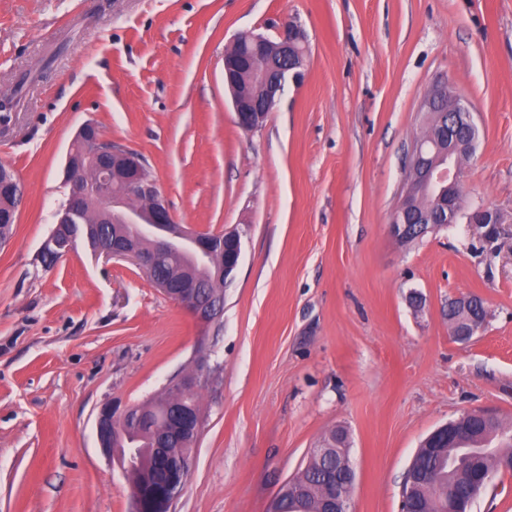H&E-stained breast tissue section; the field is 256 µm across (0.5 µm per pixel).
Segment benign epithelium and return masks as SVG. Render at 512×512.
I'll list each match as a JSON object with an SVG mask.
<instances>
[{
  "label": "benign epithelium",
  "mask_w": 512,
  "mask_h": 512,
  "mask_svg": "<svg viewBox=\"0 0 512 512\" xmlns=\"http://www.w3.org/2000/svg\"><path fill=\"white\" fill-rule=\"evenodd\" d=\"M303 41V32L291 24L284 25L276 44L279 58L288 56L289 51ZM231 49L235 53L224 57V81L227 83L246 68L262 63L267 70L277 64L272 59L268 38L261 34L241 32L233 39ZM301 76L300 71L287 72L278 80L265 82L260 98L234 96L232 106L237 124L245 131L256 129L282 96L287 80L296 82ZM423 110L428 115L429 134L412 145L405 194L430 198L433 206L419 212L397 209L389 224L392 236L397 240L413 233L422 237L457 223L463 216L471 224L499 227L503 223L501 214L488 206L477 205L471 212H465L463 169L456 148V132L464 130L468 133L471 141L469 152H474L479 141V129L473 113L461 99L451 94L446 83L429 92L424 99ZM66 168L69 195L66 205L56 214V223L71 225L73 234L70 241L83 238L84 226L89 223L86 211L78 205L81 186L87 181L111 198V223L131 227L134 233L150 239L152 243L150 254L118 244L110 248L100 247L97 254L128 259L148 277L153 276L156 260L162 254H187L204 262L217 255L224 264V280L231 279L242 257L243 232L238 229L224 232L222 248L217 252L212 241L202 233L180 226L156 179L145 175L146 162L140 154L112 146L102 137L97 126L88 123L77 134L67 156ZM157 287L185 308L203 327L216 322L223 312L222 304L203 302L195 288H170L160 282ZM481 302L482 299L474 296L453 300L454 309L467 315L465 321L451 328L456 340L467 342L481 332L484 320L472 315L474 305ZM195 364V372L173 384L175 391L192 392L208 384L211 369L207 355H198ZM132 412L131 408L122 410L110 403L101 407L96 430L102 450L108 456H115L116 449L112 448V443L119 440V433ZM463 437V430L442 425L427 438L429 452L440 457V462L451 466L453 460L441 457L442 444L446 440L456 443ZM192 465L193 452L181 448L164 449L160 472L151 470L144 480L130 483L131 512H173L176 499L189 482ZM354 483L355 471L349 454L336 456V474L328 483L320 512H350Z\"/></svg>",
  "instance_id": "obj_1"
}]
</instances>
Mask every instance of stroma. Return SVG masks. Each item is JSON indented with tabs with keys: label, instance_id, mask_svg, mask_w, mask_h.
Segmentation results:
<instances>
[{
	"label": "stroma",
	"instance_id": "obj_1",
	"mask_svg": "<svg viewBox=\"0 0 512 512\" xmlns=\"http://www.w3.org/2000/svg\"><path fill=\"white\" fill-rule=\"evenodd\" d=\"M286 23L303 77L243 130L224 52ZM442 82L480 133L465 202L512 222V0H0V98L23 90L0 164L24 189L0 247V512H130L98 412L155 397L200 349L217 372L175 512H268L338 427L351 512H399L433 430L472 410L512 427V234L388 231ZM89 122L147 159L178 224L246 231L216 323L87 244L42 263ZM467 295L487 316L461 343L448 303Z\"/></svg>",
	"mask_w": 512,
	"mask_h": 512
}]
</instances>
